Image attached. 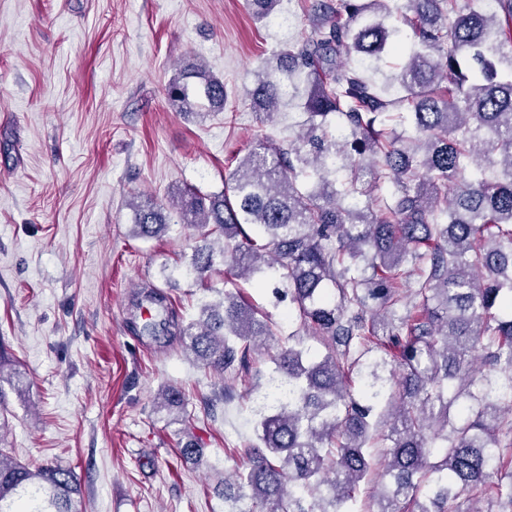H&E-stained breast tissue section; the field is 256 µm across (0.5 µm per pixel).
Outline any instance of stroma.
<instances>
[{"label":"stroma","instance_id":"35a3bbf8","mask_svg":"<svg viewBox=\"0 0 512 512\" xmlns=\"http://www.w3.org/2000/svg\"><path fill=\"white\" fill-rule=\"evenodd\" d=\"M314 2L281 0L278 18L259 21L246 0H0V346L21 372L0 444L34 467H70L81 512H225L215 486L254 436L248 393L274 365L256 354L247 387L225 395L180 343L132 331L138 294L158 287L188 320L231 281L273 323V345L296 326L275 282L227 269L206 288L165 282L193 231L132 237L127 202L221 191L258 139L287 136L296 107L264 119L245 90L282 43L309 34ZM193 59L223 79L224 111L169 105L166 84ZM164 386L185 392L207 465L176 455L154 405Z\"/></svg>","mask_w":512,"mask_h":512}]
</instances>
